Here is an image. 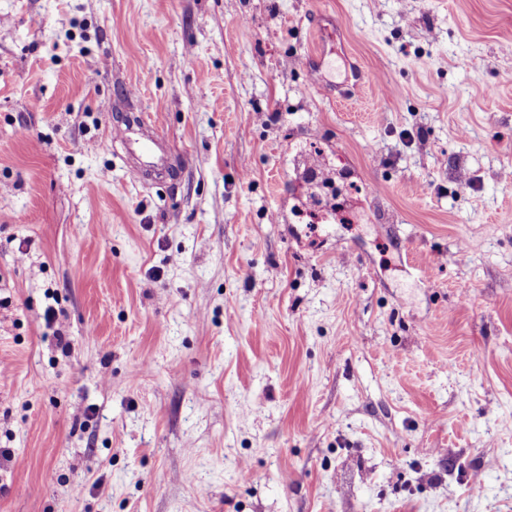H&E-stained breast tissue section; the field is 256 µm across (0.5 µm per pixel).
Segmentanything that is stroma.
<instances>
[{
    "mask_svg": "<svg viewBox=\"0 0 512 512\" xmlns=\"http://www.w3.org/2000/svg\"><path fill=\"white\" fill-rule=\"evenodd\" d=\"M0 512H512V0H0ZM141 117L113 129V137L130 146L141 158L147 172H163L170 168L168 155L156 137L144 136L141 132Z\"/></svg>",
    "mask_w": 512,
    "mask_h": 512,
    "instance_id": "obj_1",
    "label": "stroma"
}]
</instances>
